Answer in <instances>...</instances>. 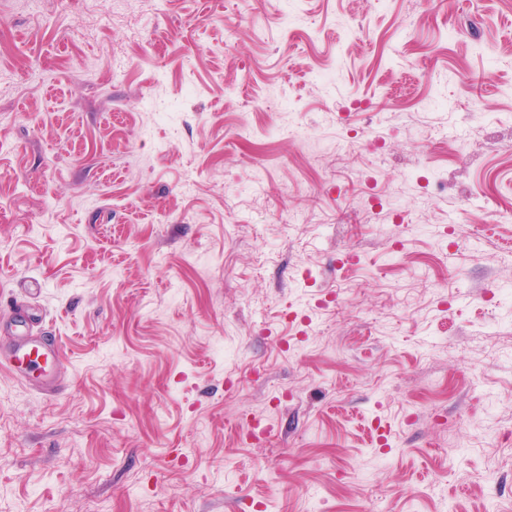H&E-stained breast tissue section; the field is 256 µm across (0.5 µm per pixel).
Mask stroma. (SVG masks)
I'll list each match as a JSON object with an SVG mask.
<instances>
[{"mask_svg": "<svg viewBox=\"0 0 512 512\" xmlns=\"http://www.w3.org/2000/svg\"><path fill=\"white\" fill-rule=\"evenodd\" d=\"M508 211L512 0H0V512H512ZM0 333L7 338L2 346L3 365L13 375L26 378L35 371L47 373L59 366L58 344L34 333L18 304L11 310L9 319L0 323Z\"/></svg>", "mask_w": 512, "mask_h": 512, "instance_id": "obj_1", "label": "stroma"}]
</instances>
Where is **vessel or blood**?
Returning a JSON list of instances; mask_svg holds the SVG:
<instances>
[{"label": "vessel or blood", "mask_w": 512, "mask_h": 512, "mask_svg": "<svg viewBox=\"0 0 512 512\" xmlns=\"http://www.w3.org/2000/svg\"><path fill=\"white\" fill-rule=\"evenodd\" d=\"M0 335L6 338L5 344L0 346V364L22 378L36 371L44 372V390L49 394L54 393L57 384L51 372L61 362L58 344L34 333L27 316L17 307L12 309L7 321L0 323Z\"/></svg>", "instance_id": "vessel-or-blood-1"}]
</instances>
